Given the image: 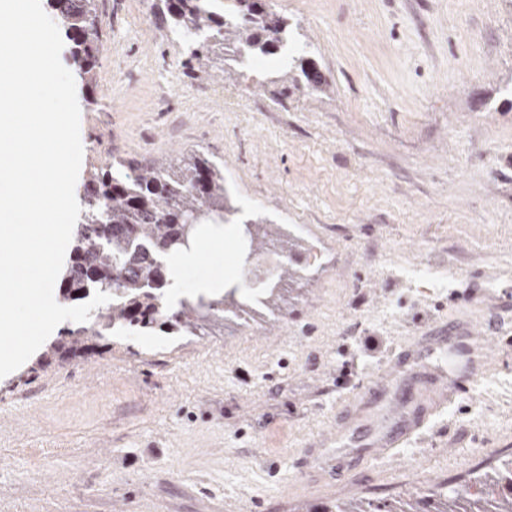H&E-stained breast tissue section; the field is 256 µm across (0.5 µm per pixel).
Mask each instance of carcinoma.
<instances>
[{"instance_id":"obj_1","label":"carcinoma","mask_w":512,"mask_h":512,"mask_svg":"<svg viewBox=\"0 0 512 512\" xmlns=\"http://www.w3.org/2000/svg\"><path fill=\"white\" fill-rule=\"evenodd\" d=\"M160 20L171 21L186 38L188 61L204 65L210 42L231 47L240 56L275 54L288 41V23L268 0H161ZM52 10L72 42V65L86 85L96 80L100 33L95 0H51ZM200 224H245L253 253L273 246L288 253L298 241L260 216L245 217L228 197L224 174L207 158L195 156L184 166L141 164L118 159L92 173L85 194L71 264L60 285L62 295L83 300L100 291L111 296L90 319L65 330L52 353L73 354L91 338L114 328L152 329L175 320L189 327L209 312L236 314L243 305L233 296L190 299L175 312L162 305L171 286L165 260L189 246ZM296 271L281 267L267 290L265 307L274 310L283 286ZM324 512H512V460L497 478L464 484L443 495L430 490L413 502L375 500L339 503Z\"/></svg>"}]
</instances>
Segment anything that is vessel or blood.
I'll return each instance as SVG.
<instances>
[{
    "label": "vessel or blood",
    "instance_id": "1",
    "mask_svg": "<svg viewBox=\"0 0 512 512\" xmlns=\"http://www.w3.org/2000/svg\"><path fill=\"white\" fill-rule=\"evenodd\" d=\"M451 349V367L434 364L436 350ZM489 358V344L480 339L473 326L459 324L450 335L430 336L425 340L402 347L392 359L386 372L374 379L369 390L381 394L393 389L400 379L410 378L418 384L412 405H393L392 414L397 428L374 443L379 453L388 454L415 438L453 396L468 392L482 374Z\"/></svg>",
    "mask_w": 512,
    "mask_h": 512
}]
</instances>
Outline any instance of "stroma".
<instances>
[{
	"label": "stroma",
	"mask_w": 512,
	"mask_h": 512,
	"mask_svg": "<svg viewBox=\"0 0 512 512\" xmlns=\"http://www.w3.org/2000/svg\"><path fill=\"white\" fill-rule=\"evenodd\" d=\"M153 0H97L82 177L207 157L301 246L278 309L39 350L0 380V512H322L512 458V0H269L293 39L209 74ZM313 63L322 92L278 76ZM468 289L469 309L451 301ZM474 318L490 370L395 456L321 441L403 345Z\"/></svg>",
	"instance_id": "stroma-1"
}]
</instances>
